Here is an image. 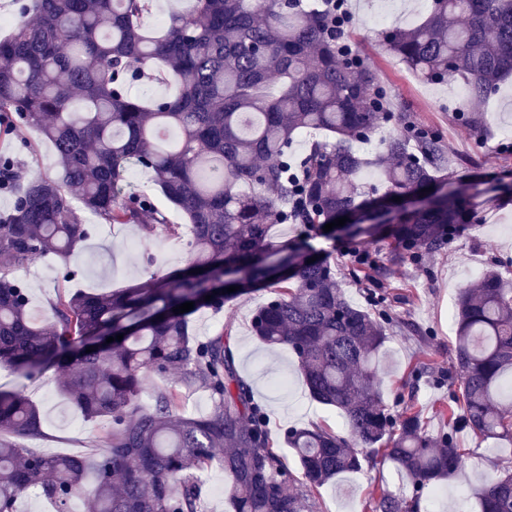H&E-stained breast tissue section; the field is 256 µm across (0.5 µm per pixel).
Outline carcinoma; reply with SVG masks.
I'll return each instance as SVG.
<instances>
[{"mask_svg":"<svg viewBox=\"0 0 512 512\" xmlns=\"http://www.w3.org/2000/svg\"><path fill=\"white\" fill-rule=\"evenodd\" d=\"M152 2L32 0L36 22L0 39L3 129L53 142L58 167L55 177L28 183L0 220V365L67 370L62 392L86 418L110 422L101 454H39L8 440L43 435L38 407L0 390V512H16L29 489L56 512H76L77 499L84 512H202L201 474L215 460L224 463L234 512H305L314 491L378 454L413 493L384 490L370 512H419L424 489L466 463L453 429L512 442V280L489 269L460 291L449 431L433 438L413 407L393 416L378 391L377 356L397 320L350 303L311 239L335 235L323 227L346 216L393 264L439 252L479 223L475 181L447 188L448 158L428 132L399 131L369 161L355 151L389 103L371 66L318 9L301 0H197L194 13L152 28L143 23ZM382 37L424 80L462 81L465 124L481 135L482 103L512 75V0H432L420 25ZM157 60L181 92L147 103L122 79ZM304 129L326 138L290 162ZM131 165L152 173L190 225L189 264L147 286L62 292L51 322L35 324L15 271L48 254L69 264L86 237L82 212L105 224H139L149 235H181L183 225L147 195L123 193ZM368 166L381 170L384 189L359 187ZM407 196L425 204L410 209ZM382 206L397 217L364 225ZM289 222L298 233L276 240L273 225ZM230 286L239 290L222 293ZM259 288L274 298L256 310L254 335L291 350L310 396L338 409L348 427L347 437L319 425L288 430L297 474L224 333L201 341L192 328L199 311ZM185 302L193 310L173 312ZM118 334L122 340L106 342ZM147 373L175 381L145 408ZM192 388L211 392L210 415L183 414ZM477 501L478 512H512V475L486 484Z\"/></svg>","mask_w":512,"mask_h":512,"instance_id":"obj_1","label":"carcinoma"}]
</instances>
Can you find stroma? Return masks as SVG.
<instances>
[{
    "label": "stroma",
    "instance_id": "35a3bbf8",
    "mask_svg": "<svg viewBox=\"0 0 512 512\" xmlns=\"http://www.w3.org/2000/svg\"><path fill=\"white\" fill-rule=\"evenodd\" d=\"M351 5L355 47L375 71L395 114L394 120L376 128L370 141L357 144V152L373 157L382 141L413 124L440 138L448 155L450 183H457L465 166L477 168L481 186L488 190L512 176V151H495L497 145L512 142V78L501 84L489 102L487 137H476L455 116L464 95L462 84L424 81L387 52L380 39L386 27L421 22L431 10V0H352ZM1 155L13 158L23 186L57 172L53 145L32 133L22 137L1 133ZM482 215V223L467 225L443 252L405 261L385 275L368 276L357 269L351 255L355 249L368 252L369 265L387 264L385 251L368 238L340 234L314 241L335 265L337 281L354 305L365 306L368 293L373 292L397 316L399 323L390 329L378 357L381 397L392 413L414 407L431 436L443 428L440 412L447 408L454 389L452 343L458 291L475 285L488 267L512 271V201L490 200ZM83 222L88 237L71 267L43 256L17 272L29 290L32 312L41 321H50L51 306L60 292L108 291L139 284L152 275L183 267L189 260L184 240L158 232L146 235L138 224H105L89 212L84 213ZM69 269L75 275L68 279L64 273ZM268 298L267 292L254 291L226 303L221 313L199 312L193 318L194 332L202 340L222 331L230 333L239 372L252 383L275 436H283L291 426L314 424L346 433L345 420L336 409L310 398L290 352L268 350L254 336L252 316ZM64 377L54 367L30 375L5 368L0 369V386L22 390L42 412L44 436L31 442L33 451L92 454L100 448L105 424L85 419L59 395L58 385ZM458 442L467 453L464 470L440 484L437 492H424L419 512H476V487L486 478L512 473V448L494 447L466 431L459 432ZM384 490L408 494L412 488L407 478L378 458L366 462L360 471L341 474L321 486L313 494V512H368L371 498Z\"/></svg>",
    "mask_w": 512,
    "mask_h": 512
}]
</instances>
